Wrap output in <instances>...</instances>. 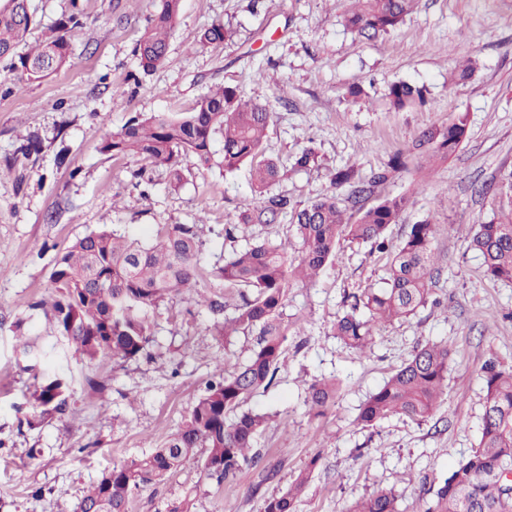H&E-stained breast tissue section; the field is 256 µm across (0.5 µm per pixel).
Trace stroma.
<instances>
[{
    "label": "stroma",
    "instance_id": "35a3bbf8",
    "mask_svg": "<svg viewBox=\"0 0 512 512\" xmlns=\"http://www.w3.org/2000/svg\"><path fill=\"white\" fill-rule=\"evenodd\" d=\"M40 28L56 25L72 7L85 27L71 64L40 82L19 81L0 61V512H76L86 490L116 464L162 446L202 393L218 356L227 366L249 357L255 335L220 345L211 316L186 302L152 311V358L88 362L77 353L32 363L18 340L50 350L60 338L31 304L49 292L58 253L100 230L144 242L160 224L209 226L200 248L211 269L247 241L277 240L287 220L256 224L250 238L227 240L225 225L241 210L262 205L251 195L248 168L228 174L182 163L171 186L167 170L137 156L101 153V136L134 116L189 111L214 86L236 88L242 99L270 104L274 119L266 154L282 164L270 194L302 207L329 194L345 198L332 178L341 169L366 178L407 151L422 131L470 115L458 151L389 174L365 197L408 195L411 205L387 236L399 243L409 226L431 220L433 296L407 320L380 328L362 356L330 334L351 293L380 287L386 258L368 243L343 242L311 282L288 290L283 309L291 330L277 382L257 392L249 409L278 416L257 446L274 479L247 469L230 484L206 478L202 458L187 460L160 482L135 491L128 512H169L191 498V512H263L271 494L286 491L311 458L319 463L299 512H344L379 485L400 492L402 512H419L449 470L479 439L485 392L482 368L490 356L512 366V283L485 277L464 236L474 225L512 212V191L482 193L512 175V0H419L396 29L357 37L343 25L350 0H182L167 60L145 73L134 55L156 0H31ZM221 20L232 33L222 47L197 50L201 31ZM478 68L454 84L457 62ZM424 86L428 102L395 109L392 82ZM364 95L346 99L350 85ZM31 137L30 158L16 157L20 136ZM315 165L293 166L305 147ZM427 342L451 351L448 386L435 415L422 423L392 418L357 425L360 404ZM67 373L69 409L33 428L18 425L35 374ZM336 379L340 392L324 415L309 413L304 385Z\"/></svg>",
    "mask_w": 512,
    "mask_h": 512
}]
</instances>
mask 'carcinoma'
<instances>
[{"instance_id": "cac0c4a2", "label": "carcinoma", "mask_w": 512, "mask_h": 512, "mask_svg": "<svg viewBox=\"0 0 512 512\" xmlns=\"http://www.w3.org/2000/svg\"><path fill=\"white\" fill-rule=\"evenodd\" d=\"M418 0H354L344 25L357 36L372 39L387 33L410 14ZM181 0H157L148 26L135 46L143 72L164 63L169 34L175 28ZM34 22L31 0H8L0 9V58L16 55ZM80 11L49 29L44 38L18 56L20 77L27 81L47 78L73 62L81 37ZM226 30L211 23L199 42L218 48ZM396 109L425 103V89L400 80L389 87ZM274 112L267 104L238 98L235 88L224 86L197 99L188 112H160L131 118L119 130L102 138L101 151L114 156L135 155L152 166L167 168L172 186L182 179L181 163L194 158L211 165L212 144L223 143L218 165L230 173L242 165L252 171L251 192L262 196L280 177V165L265 156L264 138ZM469 113L456 112L446 127L422 132L405 154L396 155L390 169L406 167L411 156L450 157L459 149L469 127ZM387 174L377 172L352 183L353 175L339 171L333 184L352 186L348 200L358 205L359 218L348 224L336 195H326L298 208L286 197L270 196L258 210H244L235 224L224 225V237L243 234L251 224H274L285 215L288 231L299 240L294 261L288 241H266L236 250L209 271L213 289H199L201 224H160L156 238L142 243L107 230L92 232L56 256L51 291L33 303L53 324L65 345L86 359L131 360L151 356L153 343L150 310L165 300L187 298L205 307L214 317L217 336L256 332L257 345L247 361L228 369L221 365L205 390L191 405L178 430L161 447L112 467L93 484L78 504V512H128L134 491L164 478L205 449L203 470L218 483L230 482L246 468L262 465L255 448L269 415L244 409L259 390L275 381L289 338L283 320L288 288L298 279H311L336 255L342 240L369 243L389 255L384 286L367 288L353 296L349 310L333 326V336L350 349L365 354L371 349L380 324H391L414 315L432 296L435 255L433 242L438 225L424 220L409 226L397 244L387 239L390 225L398 222L410 204L406 195L386 197L370 207L360 199ZM467 248L482 258L485 276L512 282V216L477 225ZM232 306V314L224 308ZM450 349L426 343L418 347L382 386L359 406L356 421L365 427L390 418L417 424L431 418L446 394ZM485 401L478 443L453 467L434 498L421 512H512V367L495 358L483 367ZM334 380H315L307 388V405L317 415L336 399ZM69 381L61 374L43 375L29 392L28 427L65 414ZM317 466L312 459L300 470L288 490L268 497L264 512H298L300 496ZM399 495L379 487L369 496L347 506L345 512H400Z\"/></svg>"}]
</instances>
